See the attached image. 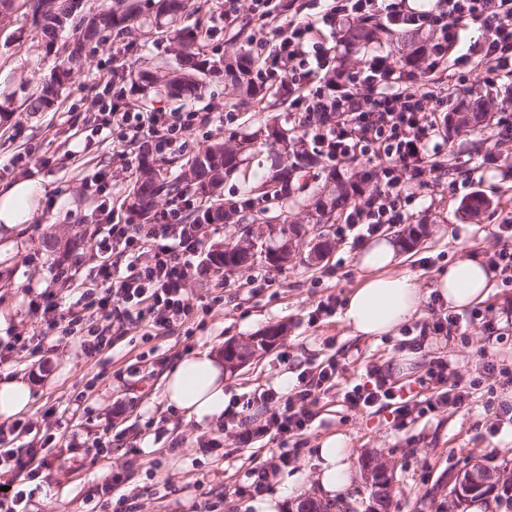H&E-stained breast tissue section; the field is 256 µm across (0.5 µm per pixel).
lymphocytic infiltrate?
I'll return each mask as SVG.
<instances>
[{
    "label": "lymphocytic infiltrate",
    "instance_id": "1",
    "mask_svg": "<svg viewBox=\"0 0 512 512\" xmlns=\"http://www.w3.org/2000/svg\"><path fill=\"white\" fill-rule=\"evenodd\" d=\"M376 16L384 23L408 26L427 32L429 40L421 63L415 69L393 67L387 57L369 54L362 68L345 71L341 46L314 42L315 21L275 25L279 41L274 53L264 57L267 77H279L290 93L292 105L300 112V128L313 133L322 155L330 159L370 156L381 160V175L367 194L345 216V230L353 244L375 235L385 226L402 223L403 208L415 197V188L425 186L445 163L429 144L440 131L443 114L456 110L460 88L444 84L440 74L467 67L480 71L487 86L498 85L512 75V0H437L435 8L418 11L409 0H334L327 24L345 28L359 18ZM479 26L482 39L470 44L467 53L457 54L462 31ZM313 53H306V45ZM337 62L335 77L325 70ZM333 122H325V114ZM215 120L210 112H135L121 103L103 104L95 133L116 131L118 142L150 139L156 155H163L182 142L195 126ZM110 174L100 170L82 183L83 192L98 202L104 217L99 227L96 252L100 263L89 278L76 277L71 268L51 267L45 288L29 302L40 321L37 336H14L0 340V365L12 363L19 353L42 352L45 342L73 339L82 354L98 358L111 350L115 339L100 332L99 321L118 325L123 332L145 336L176 333L193 315L195 307L186 285L203 275L198 261L204 251L205 227L183 220L185 211L200 210L204 202L185 192L176 207L154 213L146 224L113 221L105 193ZM125 257L118 266L116 256ZM69 289L72 299L62 303L59 289ZM342 370L334 359L300 371L291 391L261 388L239 400H229L224 409V431L237 443L249 446L259 437L279 443L303 444L314 409L337 385ZM425 384L431 390L424 400L428 412L443 407H460L471 392L462 382H449L448 362L432 361ZM347 408L365 410L394 405L396 429H406L414 420L413 408L402 398L389 372L368 370L365 383L345 390ZM267 415L252 424L254 407Z\"/></svg>",
    "mask_w": 512,
    "mask_h": 512
}]
</instances>
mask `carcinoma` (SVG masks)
Here are the masks:
<instances>
[{"instance_id":"obj_1","label":"carcinoma","mask_w":512,"mask_h":512,"mask_svg":"<svg viewBox=\"0 0 512 512\" xmlns=\"http://www.w3.org/2000/svg\"><path fill=\"white\" fill-rule=\"evenodd\" d=\"M21 5L31 13L34 21L41 27L42 34L49 41H54L60 31L80 13L82 0H21ZM156 16L164 18L175 32L180 56L179 69L156 86L157 91L169 98L185 97L195 89L194 73L199 71L200 64L196 60V49L205 35L201 20L193 24L182 23L190 12V0H154ZM140 16L137 0H107L101 8L80 18L82 39L68 47L67 55L56 67L50 80L43 84L37 92L27 100L26 111L33 114L44 112L54 106L59 92L71 79L75 71L84 65V42L92 41L102 33L112 30H123L133 27ZM391 37L399 49L398 62L404 66L417 60L423 52L426 42L417 34L405 29L384 28L379 21L367 18L364 21L344 29L343 41L358 47L373 48L379 43V34ZM224 76L232 87L238 89L246 97L262 100L267 92L254 84V62L246 51L235 52L224 59ZM484 102L478 99L473 103L471 111L457 115L448 121V147H453L454 137L462 132L475 133L489 124L488 113L483 111ZM273 143L280 147L287 163L276 165L266 179L257 187L260 195L278 201H286L291 194L300 189L301 174L321 165L320 155L309 152L306 147L289 133L287 129L274 127L268 132ZM243 147L226 146L215 142L200 148L183 165L182 182L168 183L157 168V161L147 149L138 153L139 176L129 194L128 208L141 220L147 222L163 195L180 194L189 188L205 199L204 210L190 213L186 217L188 224H238L244 218V212L250 207L241 204H226L221 191L224 180L229 178L237 168L238 158ZM326 179L332 184L330 205L316 204V209L323 213L327 210L341 212L353 206L364 192L372 186V175L366 170H358L347 178L336 176V169L328 171ZM490 202L483 196H474L462 201L460 211L469 218H476L482 210L488 208ZM248 258L242 254L238 244L228 243L222 250L207 253L205 262L215 268L231 271L245 265ZM280 327L274 326L266 330L263 336H257L243 344V351L236 354L238 361H246L259 350L265 349L275 341ZM394 487L393 474H388L387 490H372L368 493V501L361 504L350 497L341 499L321 500L320 512H389Z\"/></svg>"}]
</instances>
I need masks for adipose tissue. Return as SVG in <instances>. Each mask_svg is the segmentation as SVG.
<instances>
[{
  "mask_svg": "<svg viewBox=\"0 0 512 512\" xmlns=\"http://www.w3.org/2000/svg\"><path fill=\"white\" fill-rule=\"evenodd\" d=\"M37 197L36 186L26 180L1 191L0 232L12 233L28 222ZM397 248L396 241L383 238L368 243L362 251L358 265L363 275L348 293L342 312L351 335L374 338L395 333L419 311L423 294L414 274L396 271ZM433 289L450 309L461 310L487 298L489 274L480 261L464 257L440 272ZM224 376L221 355L209 350L197 352L166 372L165 399L195 421L219 420L228 403ZM315 455L322 496L343 495L352 483L346 436L335 432L322 437Z\"/></svg>",
  "mask_w": 512,
  "mask_h": 512,
  "instance_id": "obj_1",
  "label": "adipose tissue"
}]
</instances>
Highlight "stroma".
I'll return each instance as SVG.
<instances>
[{
  "label": "stroma",
  "mask_w": 512,
  "mask_h": 512,
  "mask_svg": "<svg viewBox=\"0 0 512 512\" xmlns=\"http://www.w3.org/2000/svg\"><path fill=\"white\" fill-rule=\"evenodd\" d=\"M193 3L206 29L198 46L200 58H222L231 48V37L241 30L255 44L273 38L271 29L258 20L255 0H234L231 24L224 21V0ZM141 22L131 33L112 32L85 44L84 65L64 90L62 107L42 114L26 112V100L64 58L66 47L80 38L81 30L67 28L50 47L39 26L21 12L0 25V104L6 108L0 114V188L27 179L40 190L32 219L12 239L0 237L1 339L39 331L29 300L31 293L45 288L50 267L74 262L84 277L95 266L98 214L95 201L82 192L86 176L101 168L110 170L114 213L122 223L136 221L125 198L138 177L137 146L121 156L111 140L91 133L104 87H111L139 112L222 113V124L196 128L187 147L172 148L160 163L172 178L202 145L249 142L237 174L224 184L228 200L249 196L274 165L276 157L265 143L268 128L298 123L295 108L277 96L279 83L270 78L263 81L269 95L259 104L243 100L223 75L207 70L198 75L197 93L180 101L134 85L130 75L141 69L167 76L178 53L173 34L162 30L150 7H143ZM495 142L492 126L478 137H457L454 151L474 167L473 177L457 172L441 176L436 184L419 190L407 208L405 223L391 227V234L402 238L417 230L416 242L401 249L399 268L414 273L424 292L420 312L396 334L369 340L353 337L337 315L309 323L308 314L320 300L334 295L346 301L361 270L357 250L339 241L336 225L317 223L315 203L328 201L330 190L323 176L307 172L306 190L290 197L285 208L287 223L299 230L287 263L274 266L259 255L261 249L278 246V225L255 224L247 231L234 224L210 225L209 243L221 247L246 239L257 255L250 265L225 272L224 302L212 305L204 326L188 334L180 330L146 339L119 336L111 325L106 333L117 343L99 359H87L64 338L46 344L41 358L23 357L0 367V381L16 377L33 389L31 408L22 415L32 425L31 434L17 437L0 425V448L15 449L42 466L41 478L25 484L0 472V486L30 492L29 512H47L52 506L59 512H91L94 503L86 496L88 489L127 466L132 478L126 490L139 512H197L204 504L216 512H253L249 497L241 493L248 483L247 471L254 462L279 454L278 445L267 444L254 455L225 437L223 422L186 420L165 402L162 376L182 358L184 348L219 353L225 341L244 343L273 325L285 326L284 336L270 351L227 376L224 391L229 397L279 386L282 374L300 372L329 357L344 367L347 383L375 365L397 380L414 379L424 375L432 360L444 358L453 377L475 382L476 387L466 405L427 414L403 431L396 430L390 410H347L340 389H333L317 408L305 444L289 448L293 461L272 480L267 495L284 492L294 500L317 494L315 450L319 439L331 432L347 437L352 461L374 453L391 464L392 512H437L443 500L441 486L472 460L511 469L512 426L502 425L495 434L489 426L500 404H512V385L504 384L499 375L485 374L481 365L488 359L512 369V286L492 279L488 299L476 308L483 311L486 323L472 321V311L466 309L452 336L432 335L422 348L412 347L421 326L433 319L431 287L439 272L464 254L485 260L494 250L499 224L512 212V156L488 163L486 156ZM20 152L30 154L31 167L14 166L13 158ZM474 193L489 198L491 205L473 220H463L460 203ZM77 231L83 233L84 244L76 253H52L43 245L45 238L63 241ZM257 274L268 276L272 285L254 296L245 281ZM112 422L125 433L113 438L107 458L95 459L94 444Z\"/></svg>",
  "instance_id": "stroma-1"
}]
</instances>
